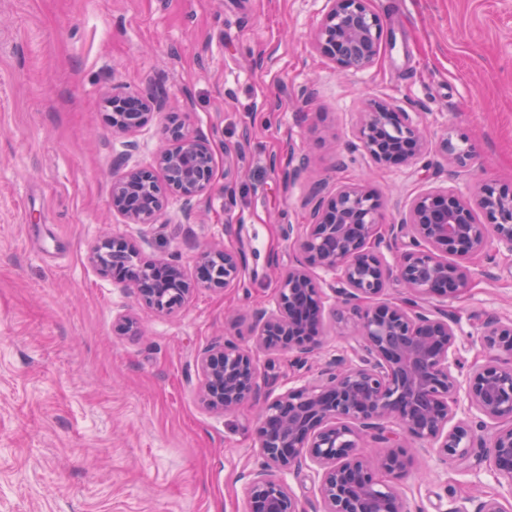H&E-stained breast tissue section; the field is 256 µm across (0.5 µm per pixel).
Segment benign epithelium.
Returning a JSON list of instances; mask_svg holds the SVG:
<instances>
[{
    "label": "benign epithelium",
    "mask_w": 512,
    "mask_h": 512,
    "mask_svg": "<svg viewBox=\"0 0 512 512\" xmlns=\"http://www.w3.org/2000/svg\"><path fill=\"white\" fill-rule=\"evenodd\" d=\"M382 21L370 0H326L314 47L341 69L372 67L380 54ZM106 107L119 114L112 127L132 135L166 109L154 95L114 92ZM357 138L377 162L414 159L428 140L408 113L374 101L362 113ZM437 151L460 168L469 154L444 137ZM112 179V211L127 224H155L168 195L181 201L184 223L196 219L199 199L211 189V141L178 121L155 156V169L127 164ZM309 222L297 237L300 257L277 277L271 307L249 313L255 348L295 355L302 366L318 346L323 291L310 272L335 276L332 291L341 313L351 316L354 359L325 364L307 383L275 392L258 375L255 359L236 340L224 338L198 358L201 397L214 410L232 411L248 401L262 404L258 454L263 468L250 480V512H301L298 498L277 473L313 465L320 471L324 512H409L398 482L409 471L405 448L412 441L436 445L440 456L462 462L479 447L490 467L507 480L505 493L481 499L475 512H512V319L482 323L484 361L467 372L455 358L456 318L448 302L471 286L470 263L486 255L489 241L512 256V187L485 183L476 200L492 224H480L464 193L453 187L417 194L399 224L381 223L374 195L354 185L331 195L319 188ZM402 246L396 265L382 249ZM454 260H448V257ZM90 262L115 273L146 307L170 314L195 288H239L246 269L242 251L208 248L198 255V278L176 258L141 260L133 237L107 235L91 248ZM406 294L381 302L388 282ZM455 425H450L452 420ZM495 426L488 427V422ZM372 440L381 449L365 451Z\"/></svg>",
    "instance_id": "benign-epithelium-1"
}]
</instances>
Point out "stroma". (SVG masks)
<instances>
[{
	"label": "stroma",
	"instance_id": "obj_1",
	"mask_svg": "<svg viewBox=\"0 0 512 512\" xmlns=\"http://www.w3.org/2000/svg\"><path fill=\"white\" fill-rule=\"evenodd\" d=\"M371 6L381 54L357 71L313 46L325 0H0V512H249L257 408L209 409L197 358L227 336L251 346L248 325L225 312L271 304L274 273L295 254L283 230L306 223L313 190L359 185L394 224L429 188L512 186V0ZM114 89L163 96L209 136L215 174L196 223H182L174 198L155 224L113 213L124 138L102 98ZM374 100L407 112L431 142L470 151L469 170L432 151L376 162L355 136ZM107 231L191 275L202 249L241 250L247 285L199 287L155 313L90 263ZM473 268L450 305L466 367L486 355L484 319H512V257ZM324 304L306 365L255 352L278 389L354 345ZM126 316L139 335L116 331ZM408 453L411 512L502 491L481 449L456 464L421 442Z\"/></svg>",
	"mask_w": 512,
	"mask_h": 512
}]
</instances>
